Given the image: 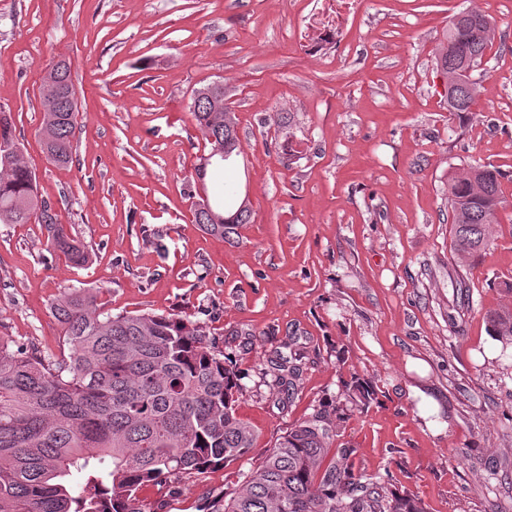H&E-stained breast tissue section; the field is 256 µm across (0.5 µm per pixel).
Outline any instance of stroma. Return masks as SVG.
Wrapping results in <instances>:
<instances>
[{
	"label": "stroma",
	"instance_id": "1",
	"mask_svg": "<svg viewBox=\"0 0 512 512\" xmlns=\"http://www.w3.org/2000/svg\"><path fill=\"white\" fill-rule=\"evenodd\" d=\"M313 0H0V107L39 197L88 252L49 253L43 225L0 224V338L68 357L51 302L92 289L102 310L172 312L236 364L238 418L255 446L161 496L207 512L319 406L350 412L355 470L390 478L428 512H512V343L489 311L512 306V207L465 266L453 260L448 179L505 172L512 198V0H354L339 40L293 42ZM476 8L498 33L470 111H449L434 49ZM69 61L79 87L71 166L38 136L42 79ZM224 85L242 146L225 180L249 223L227 238L193 222L214 181L189 104ZM300 364L295 396L273 350ZM374 397L349 404L355 385Z\"/></svg>",
	"mask_w": 512,
	"mask_h": 512
}]
</instances>
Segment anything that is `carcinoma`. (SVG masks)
<instances>
[{
    "label": "carcinoma",
    "mask_w": 512,
    "mask_h": 512,
    "mask_svg": "<svg viewBox=\"0 0 512 512\" xmlns=\"http://www.w3.org/2000/svg\"><path fill=\"white\" fill-rule=\"evenodd\" d=\"M496 25L478 10L455 14L435 49L450 112H468L476 93L473 72L482 65ZM41 138L46 157L73 162L77 113L68 99L71 66L57 63L45 77ZM190 112L222 158L194 167L216 178L241 154L237 118L224 105V85L196 90ZM504 174L491 165L462 169L448 179L453 253L464 265L491 243L498 213L509 205ZM226 197L196 204L195 223L222 238L249 223L242 200L224 215ZM47 230V248L69 263L88 262L51 206L38 199L35 172L24 162L11 113L0 109V223ZM70 349L68 359H45L0 339V512H145L137 496L148 485L173 487L248 454L251 427L237 418L239 371L215 349L200 326L177 314L97 308L88 289L65 291L51 305ZM495 335L512 338V312H493ZM275 381L294 395L299 367ZM347 413L323 405L276 439L261 466L231 494L217 495L211 512H426L413 494L364 478L348 464L354 449L336 443ZM82 480L73 484L74 475Z\"/></svg>",
    "instance_id": "cac0c4a2"
}]
</instances>
